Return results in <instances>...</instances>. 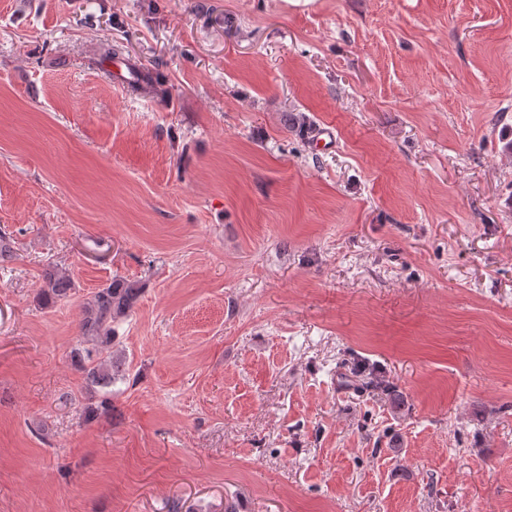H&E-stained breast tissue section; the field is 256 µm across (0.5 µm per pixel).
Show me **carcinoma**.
Listing matches in <instances>:
<instances>
[{
	"label": "carcinoma",
	"instance_id": "cac0c4a2",
	"mask_svg": "<svg viewBox=\"0 0 512 512\" xmlns=\"http://www.w3.org/2000/svg\"><path fill=\"white\" fill-rule=\"evenodd\" d=\"M165 82L166 77L162 73L147 69L134 87L163 97L166 94ZM70 286L69 278L50 271L46 276L43 294L48 299H60L67 295ZM139 295L140 288L136 285L114 280L99 289L84 307L80 321V342L85 344L83 363L91 384L108 388L115 377L123 375L124 364L112 356H101V349L112 344L114 324L128 315Z\"/></svg>",
	"mask_w": 512,
	"mask_h": 512
}]
</instances>
